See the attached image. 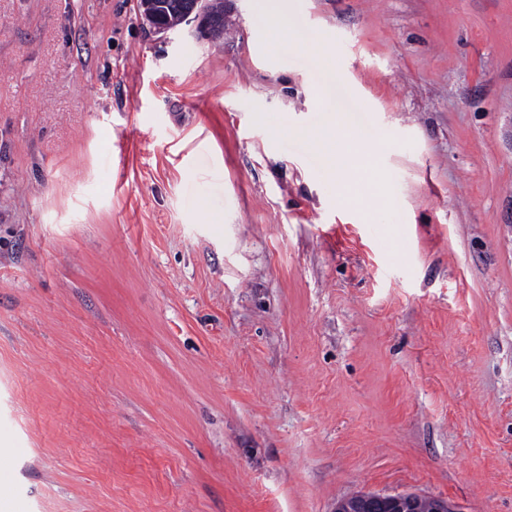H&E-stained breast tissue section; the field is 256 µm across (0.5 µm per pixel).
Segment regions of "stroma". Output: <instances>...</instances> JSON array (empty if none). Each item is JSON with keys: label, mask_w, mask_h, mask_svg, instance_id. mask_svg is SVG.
Masks as SVG:
<instances>
[{"label": "stroma", "mask_w": 512, "mask_h": 512, "mask_svg": "<svg viewBox=\"0 0 512 512\" xmlns=\"http://www.w3.org/2000/svg\"><path fill=\"white\" fill-rule=\"evenodd\" d=\"M271 7L0 0L17 512H512V0ZM168 0H140V17L146 22L156 33L166 34L172 31L176 26L183 23L196 22V29L202 37L214 39L221 36L218 21L224 28V1L223 0H210L211 13L207 8L206 0H190V6L184 10L179 21L178 16L169 13L168 22L175 25H170L162 21L161 14L168 10ZM177 22V23H176ZM346 152L345 169H336V183L339 195L347 199L357 198L366 188L360 173L372 168L375 165L374 156L364 147L351 145ZM423 498L415 494L364 493L339 501L335 512H418ZM427 500L428 512H460L451 502L439 498ZM423 504L419 512H427Z\"/></svg>", "instance_id": "stroma-1"}]
</instances>
